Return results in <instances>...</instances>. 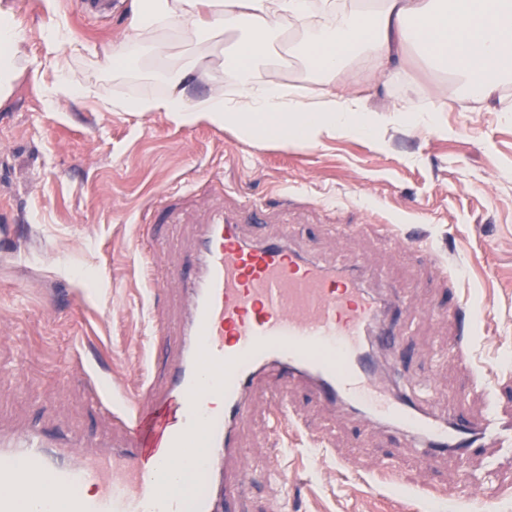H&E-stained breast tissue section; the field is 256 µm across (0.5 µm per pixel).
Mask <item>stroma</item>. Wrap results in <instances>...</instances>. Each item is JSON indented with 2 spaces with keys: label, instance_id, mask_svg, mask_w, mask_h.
<instances>
[{
  "label": "stroma",
  "instance_id": "1",
  "mask_svg": "<svg viewBox=\"0 0 512 512\" xmlns=\"http://www.w3.org/2000/svg\"><path fill=\"white\" fill-rule=\"evenodd\" d=\"M38 60L68 56L43 39L54 21L43 0H6ZM59 0L75 41L94 51L124 43L130 0L110 19L83 16ZM138 80L100 70L92 82L127 101L162 92L158 64L133 57ZM370 104L410 100L450 110L437 127L391 125L384 144L339 135L315 147H283L230 128L178 126L162 112L105 108L100 99L47 106L30 73L0 104V430L34 426L73 438L120 439L93 390L139 402L149 383L141 351L153 321L176 315V298L153 302L135 264L140 225L154 241L187 238L218 206L239 214L246 240L278 238L337 266L362 268L360 286L381 298L385 283H414L392 317L396 351L380 375L398 389L406 377L429 385L425 410L471 418L495 407L512 422V84L489 106L463 100L418 57L384 87L367 64L332 79ZM398 225L393 240L389 225ZM479 314L459 344L457 303ZM269 383L253 396L239 429L246 462L260 476L243 512H512V439L462 460L432 465L404 447L400 431L358 411H334L302 384L288 387V412L302 433L270 427L279 404ZM392 466L398 485L366 476ZM478 479L471 495L461 473Z\"/></svg>",
  "mask_w": 512,
  "mask_h": 512
}]
</instances>
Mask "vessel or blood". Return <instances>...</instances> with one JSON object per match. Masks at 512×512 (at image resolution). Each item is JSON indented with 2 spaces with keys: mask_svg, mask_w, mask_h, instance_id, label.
Here are the masks:
<instances>
[{
  "mask_svg": "<svg viewBox=\"0 0 512 512\" xmlns=\"http://www.w3.org/2000/svg\"><path fill=\"white\" fill-rule=\"evenodd\" d=\"M155 248L143 254L149 288L181 290L182 318L158 328L181 339L160 380L143 403L128 406L95 395L122 429L119 444L98 442L75 452L73 439L37 429L0 433V512L22 503L72 495L71 512H238L237 503L256 473L245 463L236 430L250 418L253 388L271 374L281 384L303 383L332 409L354 407L372 419L425 440V463L440 453L459 457L499 444L503 426L493 413L477 421L437 420L407 398L386 400L375 352L395 348L397 336L379 321L376 301L355 273L317 262L283 240L243 239L236 213L218 211L197 225L190 245L154 273ZM202 446L195 462L187 448ZM190 471L188 480L164 485L148 462ZM36 472L26 481L17 465ZM94 484L96 494L76 496Z\"/></svg>",
  "mask_w": 512,
  "mask_h": 512,
  "instance_id": "vessel-or-blood-1",
  "label": "vessel or blood"
}]
</instances>
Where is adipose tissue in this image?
Instances as JSON below:
<instances>
[{
	"label": "adipose tissue",
	"instance_id": "1",
	"mask_svg": "<svg viewBox=\"0 0 512 512\" xmlns=\"http://www.w3.org/2000/svg\"><path fill=\"white\" fill-rule=\"evenodd\" d=\"M131 16L125 46L104 53L105 67L121 72L132 46L165 64L164 93L137 99L131 111L162 112L179 126L231 127L247 139L285 147L316 146L338 134L374 138L388 122L433 124V114L416 112L409 102L381 112L358 92L325 88L324 79L355 59L381 83L417 51L457 78L467 100L484 104L512 83V0H372L364 11L345 9L338 0H131ZM290 25L303 34L301 57L316 78L303 94L259 75L273 36ZM221 31L233 39L225 57L231 77L224 84L204 63L212 35ZM171 33L195 44L196 54L172 56ZM25 41L12 9L0 4V103L26 68L49 94L86 95L70 65L49 69L25 60ZM386 111L391 120H383Z\"/></svg>",
	"mask_w": 512,
	"mask_h": 512
}]
</instances>
